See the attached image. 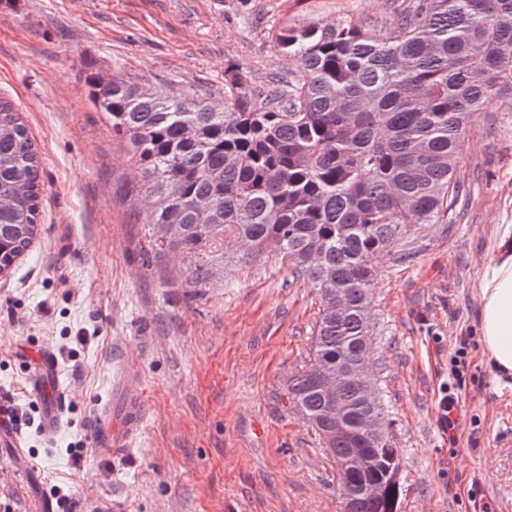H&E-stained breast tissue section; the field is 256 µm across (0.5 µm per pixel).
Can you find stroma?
<instances>
[{"label": "stroma", "mask_w": 512, "mask_h": 512, "mask_svg": "<svg viewBox=\"0 0 512 512\" xmlns=\"http://www.w3.org/2000/svg\"><path fill=\"white\" fill-rule=\"evenodd\" d=\"M404 0H0V98L17 105L41 161L40 235L0 274V399L18 414L29 469L0 447V512H342L340 475L290 405L319 303L275 254L224 243L211 285L180 254L146 259L148 214L125 139L89 96L114 76L171 95L224 98L235 65L257 88L298 71L284 27L339 17L375 31ZM463 204L380 256L373 370L401 450L400 512H512V387L481 355L477 280L512 232V109L489 99L455 173ZM59 361L65 424L39 432L31 356ZM137 370L133 445L98 453L112 380ZM461 418L445 429L443 403Z\"/></svg>", "instance_id": "stroma-1"}]
</instances>
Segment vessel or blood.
<instances>
[{"label":"vessel or blood","mask_w":512,"mask_h":512,"mask_svg":"<svg viewBox=\"0 0 512 512\" xmlns=\"http://www.w3.org/2000/svg\"><path fill=\"white\" fill-rule=\"evenodd\" d=\"M34 383L42 396V431L55 437L61 430L65 396L59 389L58 368L52 353L40 352L34 359ZM142 422L140 394L132 380L122 379L112 387V409L99 418L94 436L95 448L119 450L130 447ZM0 444L13 448L18 464L26 458L16 430V421L7 406L0 404Z\"/></svg>","instance_id":"1"}]
</instances>
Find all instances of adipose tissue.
Segmentation results:
<instances>
[{
	"label": "adipose tissue",
	"mask_w": 512,
	"mask_h": 512,
	"mask_svg": "<svg viewBox=\"0 0 512 512\" xmlns=\"http://www.w3.org/2000/svg\"><path fill=\"white\" fill-rule=\"evenodd\" d=\"M479 343L500 378L512 377V248L501 246L478 280Z\"/></svg>",
	"instance_id": "1"
}]
</instances>
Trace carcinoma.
Returning a JSON list of instances; mask_svg holds the SVG:
<instances>
[{"instance_id":"cac0c4a2","label":"carcinoma","mask_w":512,"mask_h":512,"mask_svg":"<svg viewBox=\"0 0 512 512\" xmlns=\"http://www.w3.org/2000/svg\"><path fill=\"white\" fill-rule=\"evenodd\" d=\"M276 44L300 70L268 91L229 67L221 104L123 77L91 98L147 185L150 251L183 254L190 287L210 284L234 237L243 258L274 252L316 291L315 340L288 398L322 436L336 426L322 371L372 357L370 258L438 222L459 191L470 118L492 95L512 106V0H412L384 37L338 19L286 28ZM40 193L34 141L1 98V272L38 236ZM340 396L350 433L325 448L373 453L361 479L384 491L361 512H399L402 486L388 477L399 449L363 428L383 403L352 387Z\"/></svg>"}]
</instances>
